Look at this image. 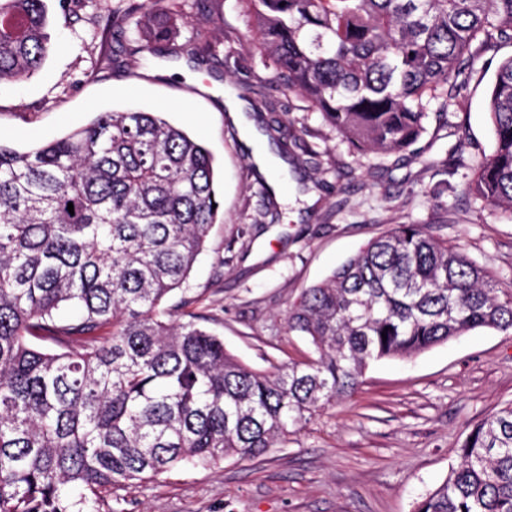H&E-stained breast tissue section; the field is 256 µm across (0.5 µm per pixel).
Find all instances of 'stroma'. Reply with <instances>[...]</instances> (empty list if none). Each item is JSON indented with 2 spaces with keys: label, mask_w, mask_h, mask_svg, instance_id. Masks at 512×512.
Instances as JSON below:
<instances>
[{
  "label": "stroma",
  "mask_w": 512,
  "mask_h": 512,
  "mask_svg": "<svg viewBox=\"0 0 512 512\" xmlns=\"http://www.w3.org/2000/svg\"><path fill=\"white\" fill-rule=\"evenodd\" d=\"M55 45L30 78L0 83V143L19 151L60 139L100 112L162 113L215 158L222 203L186 289L227 350L269 371L313 356L285 317L368 240L419 224L460 245L512 288V212L469 192L494 149L488 101L512 41L479 53L468 80L430 115L408 150L353 156L299 92L286 89L253 48L244 0H185L181 41L216 57L189 63L116 38L128 0H45ZM242 106L260 134L249 143L229 116ZM288 146L282 189L253 156ZM512 402V333L477 328L405 359L371 364L350 397L326 407L255 459L186 465L127 489L123 512H413L435 489L474 425Z\"/></svg>",
  "instance_id": "obj_1"
}]
</instances>
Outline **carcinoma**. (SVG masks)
Here are the masks:
<instances>
[{"label": "carcinoma", "mask_w": 512, "mask_h": 512, "mask_svg": "<svg viewBox=\"0 0 512 512\" xmlns=\"http://www.w3.org/2000/svg\"><path fill=\"white\" fill-rule=\"evenodd\" d=\"M132 0L122 31L177 44V17ZM255 49L358 156L426 132L482 48L512 41V0H247ZM45 0H0V82L51 49ZM495 149L469 185L512 211V57L488 103ZM73 203L74 213L67 210ZM220 204L214 159L153 112H102L19 152L0 145V512H100L185 464L255 458L351 396L370 363L478 327L512 331L503 290L462 249L398 224L300 293L288 331L316 358L272 373L224 347L204 312L171 319ZM387 338H382V332ZM415 512H512V404L468 433ZM78 488L74 495L71 489Z\"/></svg>", "instance_id": "carcinoma-1"}]
</instances>
